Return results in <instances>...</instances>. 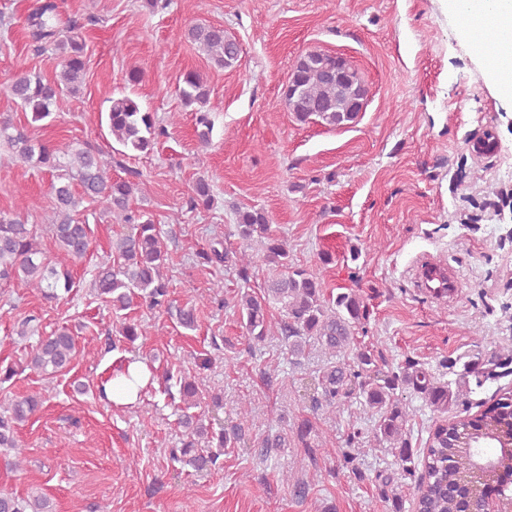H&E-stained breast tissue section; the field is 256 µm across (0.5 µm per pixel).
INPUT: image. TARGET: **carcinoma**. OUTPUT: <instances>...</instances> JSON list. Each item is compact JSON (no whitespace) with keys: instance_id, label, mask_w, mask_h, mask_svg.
Instances as JSON below:
<instances>
[{"instance_id":"carcinoma-1","label":"carcinoma","mask_w":512,"mask_h":512,"mask_svg":"<svg viewBox=\"0 0 512 512\" xmlns=\"http://www.w3.org/2000/svg\"><path fill=\"white\" fill-rule=\"evenodd\" d=\"M25 27L38 50L56 52L59 71L52 79L37 73H22L9 84L14 102L31 114L30 124L52 116V108L63 94H77L86 76L85 45L76 22L62 24L55 0H38L25 19ZM191 42L218 67L233 66L241 55L237 38L221 26L196 24L187 30ZM294 91L285 95L288 111L300 123L317 122L328 128H342L359 116L357 102L362 100L365 84L358 71L345 58L312 50L300 54L292 69ZM182 105L196 106L194 120L200 142L210 141L213 130L211 112L204 109L209 90L202 76L188 71L178 86ZM109 131L121 146L117 153H149L167 127L155 113L142 108L134 95L111 100L108 112ZM0 146L21 164L40 168L54 177L53 204L42 224L28 223L26 210L0 214V284L21 280L45 299H56L59 291L69 292L73 281L71 266L81 260L90 247L89 225L77 218L82 202L89 201L119 222L132 225L129 234L111 242L109 260L95 272L90 287L95 296L112 304L115 311L127 309L130 298L139 289L152 308H166L169 317L188 330L197 325V307L176 306L169 302V281L164 274L167 251L162 231L145 212L132 207L138 184L132 177L114 178L109 174L103 153L85 143L59 151L34 136L32 130L15 126L11 119H0ZM215 202L210 184L200 178L193 185L187 206L191 211L209 210ZM239 247L224 249L218 241L196 253L202 265L224 264L236 269L238 276L249 280L253 244L262 245L266 260L285 269V274L269 281L262 289H246L233 300L250 340L263 343L278 336L288 345V352L299 356L310 340L332 357L318 377L314 405L338 409L342 401L356 394L366 411L375 416L372 438L387 446L402 470L416 476V494L412 512H474L480 509L484 495L496 491L497 512H512V449L504 447L500 436L512 433V391L495 395L491 404L480 402L476 415L442 420L429 435L425 448L411 447L406 426L410 409L399 393L410 390L433 411L445 415L464 395L481 391L486 385L509 376L505 368L512 365V354L496 351L459 356L433 369L405 358L394 371L384 373L376 365L374 350L357 348L352 362L345 353L356 342L359 328L369 318L360 297L353 291L325 298L322 283L304 268L292 266L288 244L273 235L269 217L261 208L235 212ZM49 238L56 247L48 255L42 241ZM278 304L284 317L270 314ZM122 336L130 342L154 333L152 327L125 322ZM83 354L70 330L61 328L43 337L27 367L53 382L57 374L74 365ZM456 379H445L447 374ZM180 400L184 408L197 405L199 386L196 378H179ZM14 399L0 410V448L8 456L7 466L21 471L27 456L15 433L19 425L34 415L46 395ZM238 423L214 432L202 416L184 414L181 447L171 451L172 459L206 472L216 466L219 454L199 451L203 443L217 442L219 448H233L244 440L243 424L248 421L250 405L246 401L234 408ZM0 512H55L53 502L44 495L18 497L0 492Z\"/></svg>"}]
</instances>
